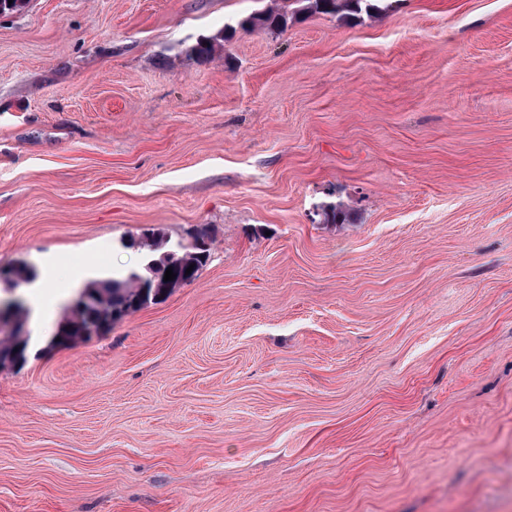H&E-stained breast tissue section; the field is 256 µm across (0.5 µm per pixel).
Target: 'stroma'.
Instances as JSON below:
<instances>
[{
  "label": "stroma",
  "instance_id": "35a3bbf8",
  "mask_svg": "<svg viewBox=\"0 0 512 512\" xmlns=\"http://www.w3.org/2000/svg\"><path fill=\"white\" fill-rule=\"evenodd\" d=\"M385 4L0 17V269L49 284L0 368V512H512V0ZM202 228L194 281L49 346L52 282ZM302 3L298 13L322 14L360 19L362 13L371 15L382 12L377 2L382 0H297ZM240 25L242 27L260 26L269 31H283L288 27V15L273 8H267L243 19Z\"/></svg>",
  "mask_w": 512,
  "mask_h": 512
}]
</instances>
